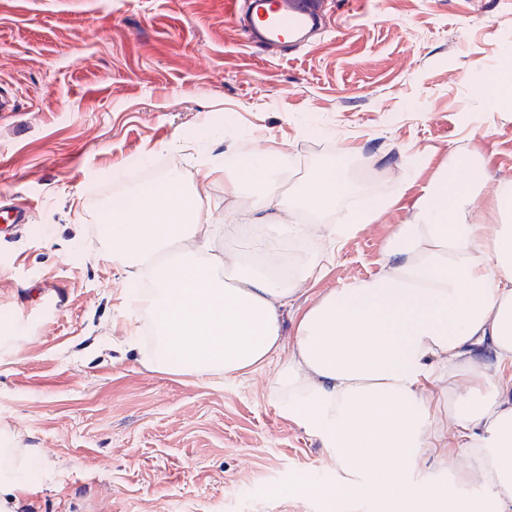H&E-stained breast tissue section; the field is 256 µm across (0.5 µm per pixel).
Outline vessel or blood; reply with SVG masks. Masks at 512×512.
Masks as SVG:
<instances>
[{"instance_id":"1","label":"vessel or blood","mask_w":512,"mask_h":512,"mask_svg":"<svg viewBox=\"0 0 512 512\" xmlns=\"http://www.w3.org/2000/svg\"><path fill=\"white\" fill-rule=\"evenodd\" d=\"M330 0H225L250 43L257 46H300L307 34L321 28ZM33 211L16 194L0 191V238L32 223Z\"/></svg>"}]
</instances>
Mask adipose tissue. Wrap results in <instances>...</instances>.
Returning a JSON list of instances; mask_svg holds the SVG:
<instances>
[{"mask_svg":"<svg viewBox=\"0 0 512 512\" xmlns=\"http://www.w3.org/2000/svg\"><path fill=\"white\" fill-rule=\"evenodd\" d=\"M288 168L284 151L209 163L225 193L251 192L237 224L208 223L177 170L114 209L112 260L144 285L149 365L203 382L274 367L271 394L331 450L335 483L292 488L326 512L364 500L374 512H512V188L478 224L472 178L442 173L379 271L319 297L288 343L281 317L294 297L388 206L327 223L352 186L330 162L287 194ZM480 347L491 364L474 359ZM427 462L446 480L412 489Z\"/></svg>","mask_w":512,"mask_h":512,"instance_id":"adipose-tissue-1","label":"adipose tissue"}]
</instances>
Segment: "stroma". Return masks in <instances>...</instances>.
Segmentation results:
<instances>
[{
  "instance_id": "obj_1",
  "label": "stroma",
  "mask_w": 512,
  "mask_h": 512,
  "mask_svg": "<svg viewBox=\"0 0 512 512\" xmlns=\"http://www.w3.org/2000/svg\"><path fill=\"white\" fill-rule=\"evenodd\" d=\"M512 57V0H334L305 44L260 49L224 0H0V187L34 221L0 239V431L38 463L18 512H322L290 494L336 468L323 435L272 397L270 370L204 384L153 370L131 334L112 261L113 179L152 160L211 188L214 158L263 143L295 158L291 183L347 158L359 209L391 182L379 220L340 241L285 312L283 334L326 292L376 274L451 162L478 164L484 200L512 187V111L491 106Z\"/></svg>"
}]
</instances>
